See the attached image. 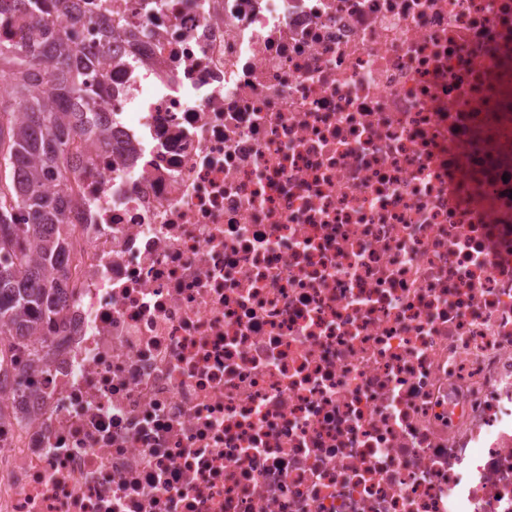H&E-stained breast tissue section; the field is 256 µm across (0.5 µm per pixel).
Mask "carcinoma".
I'll list each match as a JSON object with an SVG mask.
<instances>
[{"instance_id":"carcinoma-1","label":"carcinoma","mask_w":512,"mask_h":512,"mask_svg":"<svg viewBox=\"0 0 512 512\" xmlns=\"http://www.w3.org/2000/svg\"><path fill=\"white\" fill-rule=\"evenodd\" d=\"M58 0H0V11L22 13L19 36L0 41V76L8 78L14 103L0 102V337L33 336L61 313L62 257L72 247L64 223L66 197L47 190L70 181L79 142L91 134L83 112L95 107L85 81L101 63L58 35L51 25ZM24 210L28 223L15 224Z\"/></svg>"}]
</instances>
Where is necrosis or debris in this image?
Returning a JSON list of instances; mask_svg holds the SVG:
<instances>
[{
	"label": "necrosis or debris",
	"instance_id": "necrosis-or-debris-1",
	"mask_svg": "<svg viewBox=\"0 0 512 512\" xmlns=\"http://www.w3.org/2000/svg\"><path fill=\"white\" fill-rule=\"evenodd\" d=\"M52 22L104 133L0 512H512V0Z\"/></svg>",
	"mask_w": 512,
	"mask_h": 512
}]
</instances>
